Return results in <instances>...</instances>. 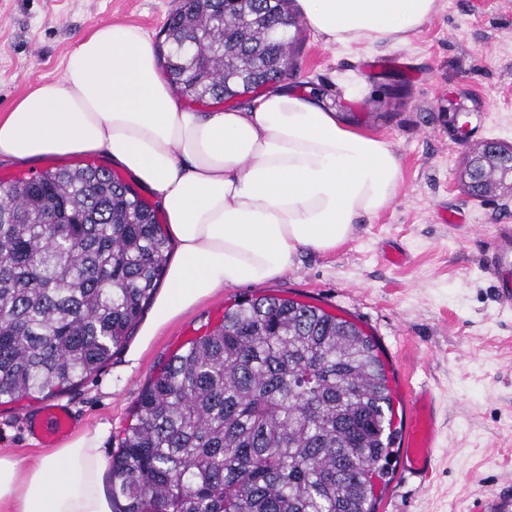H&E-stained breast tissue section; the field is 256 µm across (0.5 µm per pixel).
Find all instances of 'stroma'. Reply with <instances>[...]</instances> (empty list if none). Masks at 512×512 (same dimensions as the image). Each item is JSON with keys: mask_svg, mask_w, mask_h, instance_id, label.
<instances>
[{"mask_svg": "<svg viewBox=\"0 0 512 512\" xmlns=\"http://www.w3.org/2000/svg\"><path fill=\"white\" fill-rule=\"evenodd\" d=\"M179 0H0V113L42 81L61 78L69 53L96 24L140 27L151 40ZM439 13L404 47L349 52L303 31L300 92H319L361 131L387 141L401 182L378 215L361 218L331 254L302 253L278 279L224 288L167 326L127 369L123 351L56 395L77 428L108 425L101 452L111 460L135 401L151 376L187 339L216 325L224 309L271 294L323 308L374 336L397 382L432 388L439 423L433 474L407 479L400 458L376 512H487L512 505V305L487 266V231L512 225V196L472 198L465 165L471 148L493 137L512 144V0H441ZM364 82L344 100L341 78ZM462 218L452 229L440 215ZM400 250L408 265L389 264ZM33 394L0 405V453L25 460L42 446L28 414L46 404Z\"/></svg>", "mask_w": 512, "mask_h": 512, "instance_id": "obj_1", "label": "stroma"}]
</instances>
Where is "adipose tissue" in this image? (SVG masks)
<instances>
[{
  "instance_id": "1",
  "label": "adipose tissue",
  "mask_w": 512,
  "mask_h": 512,
  "mask_svg": "<svg viewBox=\"0 0 512 512\" xmlns=\"http://www.w3.org/2000/svg\"><path fill=\"white\" fill-rule=\"evenodd\" d=\"M440 0H295L325 46L408 45ZM102 155L157 200L178 244L128 368L166 325L218 290L275 280L304 251L335 252L380 213L401 180L390 145L323 99L281 85L243 109L184 110L147 34L111 22L71 51L63 76L0 114V158ZM105 425L28 463L0 453V512H112Z\"/></svg>"
}]
</instances>
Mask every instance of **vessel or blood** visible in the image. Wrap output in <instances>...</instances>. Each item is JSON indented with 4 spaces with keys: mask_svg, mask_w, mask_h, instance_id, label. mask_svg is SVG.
Instances as JSON below:
<instances>
[{
    "mask_svg": "<svg viewBox=\"0 0 512 512\" xmlns=\"http://www.w3.org/2000/svg\"><path fill=\"white\" fill-rule=\"evenodd\" d=\"M491 271L512 269V225H498L490 258ZM406 410L400 436L401 459L404 471L423 481L429 478L437 445L438 426L432 390L422 386L405 392ZM29 432L43 447H55L68 437L75 422L65 406L47 404L27 420Z\"/></svg>",
    "mask_w": 512,
    "mask_h": 512,
    "instance_id": "vessel-or-blood-1",
    "label": "vessel or blood"
}]
</instances>
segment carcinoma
<instances>
[{"instance_id":"obj_1","label":"carcinoma","mask_w":512,"mask_h":512,"mask_svg":"<svg viewBox=\"0 0 512 512\" xmlns=\"http://www.w3.org/2000/svg\"><path fill=\"white\" fill-rule=\"evenodd\" d=\"M291 0H181L166 74L197 102L243 98L295 69ZM472 166L474 198L512 147ZM172 246L112 171L75 165L0 183V400L54 395L123 348ZM378 345L293 299L252 297L141 391L110 466L112 512H375L398 431Z\"/></svg>"}]
</instances>
